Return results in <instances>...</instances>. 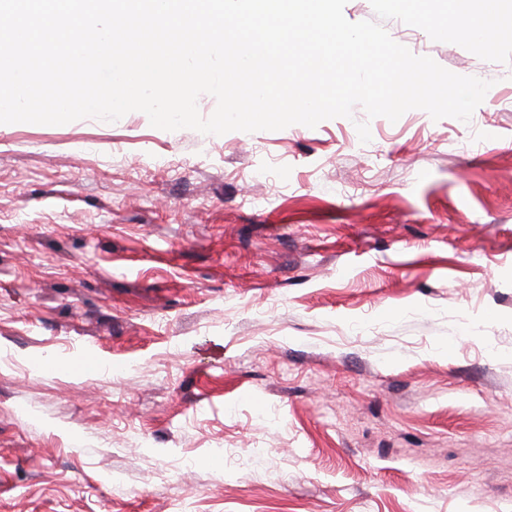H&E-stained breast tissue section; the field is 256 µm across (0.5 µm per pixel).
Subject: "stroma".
I'll return each mask as SVG.
<instances>
[{
    "label": "stroma",
    "mask_w": 512,
    "mask_h": 512,
    "mask_svg": "<svg viewBox=\"0 0 512 512\" xmlns=\"http://www.w3.org/2000/svg\"><path fill=\"white\" fill-rule=\"evenodd\" d=\"M426 9L344 15L470 121L0 124V512H512V41Z\"/></svg>",
    "instance_id": "obj_1"
}]
</instances>
